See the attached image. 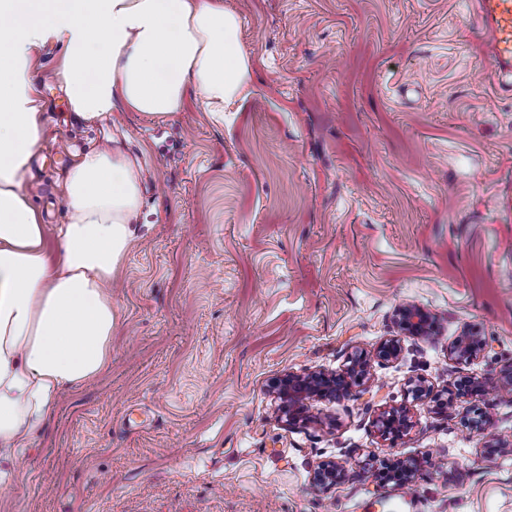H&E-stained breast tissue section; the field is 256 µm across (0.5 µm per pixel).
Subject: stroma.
Returning a JSON list of instances; mask_svg holds the SVG:
<instances>
[{
  "label": "stroma",
  "instance_id": "obj_1",
  "mask_svg": "<svg viewBox=\"0 0 512 512\" xmlns=\"http://www.w3.org/2000/svg\"><path fill=\"white\" fill-rule=\"evenodd\" d=\"M253 66L210 119L67 107L46 48L44 141L24 188L55 242L71 156L123 151L138 170L134 243L112 280V365L63 394L0 483V512H512V92L471 0H224ZM435 318L402 335L398 308ZM485 351L456 362L469 330ZM399 337L398 358L376 350ZM364 384L277 413L274 380L342 369ZM440 394L411 401L412 380ZM410 408L395 440L381 411ZM504 440L501 448L494 439ZM412 487L375 481L396 459ZM327 460L348 476L314 483Z\"/></svg>",
  "mask_w": 512,
  "mask_h": 512
}]
</instances>
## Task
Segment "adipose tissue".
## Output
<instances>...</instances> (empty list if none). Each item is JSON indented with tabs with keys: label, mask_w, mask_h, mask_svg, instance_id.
<instances>
[{
	"label": "adipose tissue",
	"mask_w": 512,
	"mask_h": 512,
	"mask_svg": "<svg viewBox=\"0 0 512 512\" xmlns=\"http://www.w3.org/2000/svg\"><path fill=\"white\" fill-rule=\"evenodd\" d=\"M240 17L224 0H0V482L14 450L52 421L62 394L112 364V279L134 240L140 176L122 152L69 167L60 257L23 182L44 139L38 53L62 48L71 112L171 117L193 101L215 120L252 76Z\"/></svg>",
	"instance_id": "adipose-tissue-1"
}]
</instances>
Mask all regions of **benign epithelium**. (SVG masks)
<instances>
[{"label": "benign epithelium", "mask_w": 512, "mask_h": 512, "mask_svg": "<svg viewBox=\"0 0 512 512\" xmlns=\"http://www.w3.org/2000/svg\"><path fill=\"white\" fill-rule=\"evenodd\" d=\"M402 330L409 336H430L436 332L435 320L431 314L414 303L403 305L399 310ZM487 347L485 339L477 333H469L458 339L451 348L456 361L468 363L476 359ZM367 375V359L363 354L354 353L348 358L347 367L340 372L315 371L305 375L287 374L275 384L280 400V410L288 420L297 421L303 416L305 402L313 397L334 398L336 393L345 391L355 384H361ZM379 434L386 439H396L412 428L409 410L392 407L381 412L375 421ZM396 483L409 487L415 478L412 464L399 460L393 466ZM347 469L339 461L321 464L314 474V481L323 486L336 485L345 480Z\"/></svg>", "instance_id": "7a95c632"}]
</instances>
